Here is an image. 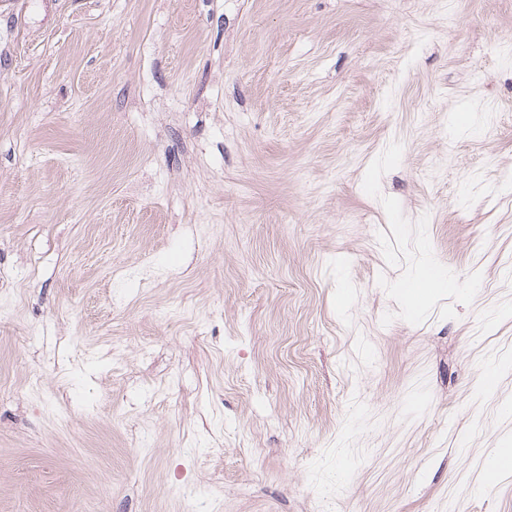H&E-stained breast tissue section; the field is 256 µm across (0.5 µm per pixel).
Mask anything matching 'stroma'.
Segmentation results:
<instances>
[{"instance_id": "obj_1", "label": "stroma", "mask_w": 512, "mask_h": 512, "mask_svg": "<svg viewBox=\"0 0 512 512\" xmlns=\"http://www.w3.org/2000/svg\"><path fill=\"white\" fill-rule=\"evenodd\" d=\"M500 448L512 0H0V512H512Z\"/></svg>"}]
</instances>
